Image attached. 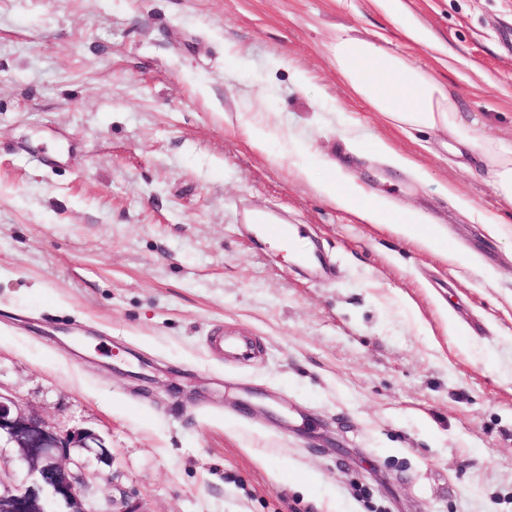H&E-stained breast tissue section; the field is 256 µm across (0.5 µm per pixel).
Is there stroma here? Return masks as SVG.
Here are the masks:
<instances>
[{
	"instance_id": "obj_1",
	"label": "stroma",
	"mask_w": 512,
	"mask_h": 512,
	"mask_svg": "<svg viewBox=\"0 0 512 512\" xmlns=\"http://www.w3.org/2000/svg\"><path fill=\"white\" fill-rule=\"evenodd\" d=\"M403 2L449 62L373 0H0V391L105 438L93 512H512V234L477 219L512 204L328 52L380 42L508 141L512 0ZM308 166L438 243L357 220ZM258 212L304 232L279 248ZM317 251L330 280L297 263ZM218 327L257 356L211 353Z\"/></svg>"
}]
</instances>
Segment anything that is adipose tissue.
I'll return each instance as SVG.
<instances>
[{
	"label": "adipose tissue",
	"instance_id": "obj_1",
	"mask_svg": "<svg viewBox=\"0 0 512 512\" xmlns=\"http://www.w3.org/2000/svg\"><path fill=\"white\" fill-rule=\"evenodd\" d=\"M336 70L353 97L367 103L388 124L406 135L427 131L447 134L453 156L470 152L495 194L512 203V143L479 138L475 120L447 86L424 69L370 40L346 33L329 47ZM318 192L338 207L373 224L400 223L403 234L418 237L413 215L395 217L379 201L362 203L359 193L339 190L335 180L316 182Z\"/></svg>",
	"mask_w": 512,
	"mask_h": 512
}]
</instances>
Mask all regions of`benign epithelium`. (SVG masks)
I'll use <instances>...</instances> for the list:
<instances>
[{
    "label": "benign epithelium",
    "mask_w": 512,
    "mask_h": 512,
    "mask_svg": "<svg viewBox=\"0 0 512 512\" xmlns=\"http://www.w3.org/2000/svg\"><path fill=\"white\" fill-rule=\"evenodd\" d=\"M15 449L26 479L7 482L0 476V512H90L84 457L112 465V448L91 431L63 436L37 413L0 392V441Z\"/></svg>",
    "instance_id": "obj_1"
}]
</instances>
